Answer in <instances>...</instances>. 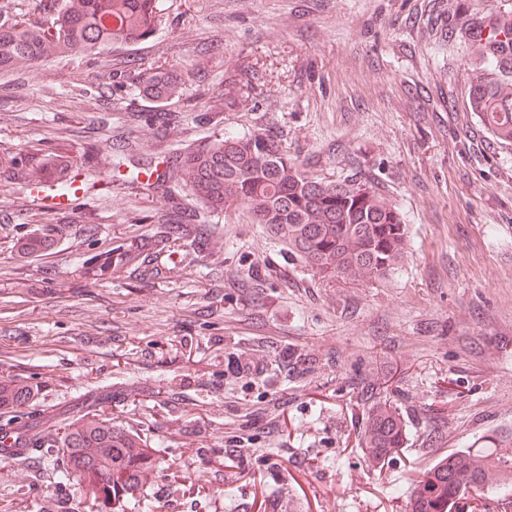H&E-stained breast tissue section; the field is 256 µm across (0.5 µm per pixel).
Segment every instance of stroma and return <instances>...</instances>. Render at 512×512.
Returning a JSON list of instances; mask_svg holds the SVG:
<instances>
[{"mask_svg": "<svg viewBox=\"0 0 512 512\" xmlns=\"http://www.w3.org/2000/svg\"><path fill=\"white\" fill-rule=\"evenodd\" d=\"M166 3L155 37L122 54L190 71L189 98L169 103L181 137L128 124V93L112 95L105 127L86 128L62 103L96 97L109 69L76 56L19 65L0 144L75 154L125 138L150 156L267 126L321 178L373 176L403 215L407 249L384 280L325 277L234 206L202 214V247L160 253L159 278L116 268L90 284L78 277L85 257L148 238L165 199L97 170L81 198L101 218L97 234L41 213L57 224L55 247L22 258L12 238L38 207L21 186H0V376L36 402L14 423L29 455L0 460V501L86 512V490L39 449L91 404L157 449L160 466L137 490L153 512H268L273 496L296 512H404L440 457L512 454V146L489 144L463 106L419 109L447 91L463 103L481 73L477 42L441 35L456 4L480 20L512 0ZM229 89L247 102L200 122ZM286 349L307 354L314 374L284 378L275 356ZM369 383L407 421L401 450L380 461L363 448ZM228 448L244 462L220 465ZM392 485L402 498H388Z\"/></svg>", "mask_w": 512, "mask_h": 512, "instance_id": "obj_1", "label": "stroma"}]
</instances>
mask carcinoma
<instances>
[{"label": "carcinoma", "instance_id": "carcinoma-1", "mask_svg": "<svg viewBox=\"0 0 512 512\" xmlns=\"http://www.w3.org/2000/svg\"><path fill=\"white\" fill-rule=\"evenodd\" d=\"M22 12L16 0H0V89L15 84L19 64L73 55L107 60L112 89L132 88L153 110L131 113L137 121L155 123L166 137L182 134L183 116L166 108L168 100L185 92V81L159 65L149 69L114 53L123 46L151 40L163 23L164 0H28ZM479 77L467 96V106L491 140L512 145V14L503 12L480 32ZM81 166L90 169L126 167L124 183L164 195L171 209L183 214L176 222L157 224L148 241L132 240L87 257L81 275L97 282L112 267L127 269L134 280L156 278L157 254L180 241L195 244L190 225L197 207L221 213L246 204L249 217L288 244L316 273L334 278L388 277L401 261L408 242L407 224L369 177L327 181L310 174L305 164L288 158L267 128L238 136L230 133L207 147L174 154L166 150L143 157L126 140L103 154L83 149ZM78 174L70 157L38 143L21 154L0 146V183L32 186L48 183L60 194L72 192ZM55 225L40 224L20 241L19 248L41 253L51 243ZM286 376L303 378L314 371L307 355L286 351ZM29 389L0 383V408L31 405ZM406 434L402 413L378 403L364 433L365 448L375 459L400 448ZM52 447L71 473L87 483L92 505L130 502L143 473L157 465L140 436L112 425L101 409L86 411L66 425ZM475 454H451L414 480L409 512H462L471 491L499 501L512 500V482L488 484L492 466L512 475V455H499L480 466Z\"/></svg>", "mask_w": 512, "mask_h": 512}]
</instances>
